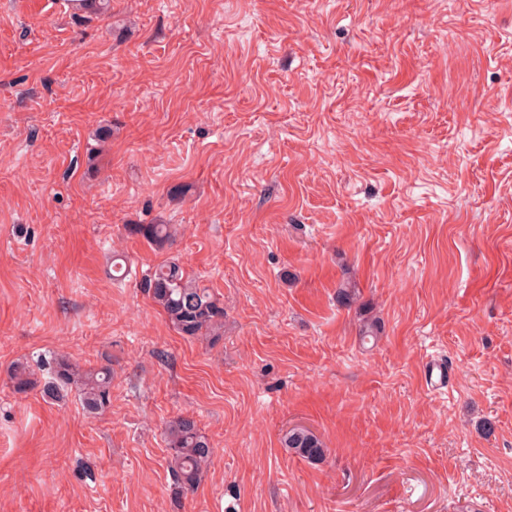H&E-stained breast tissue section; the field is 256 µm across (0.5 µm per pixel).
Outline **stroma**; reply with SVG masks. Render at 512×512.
I'll return each instance as SVG.
<instances>
[{"instance_id": "obj_1", "label": "stroma", "mask_w": 512, "mask_h": 512, "mask_svg": "<svg viewBox=\"0 0 512 512\" xmlns=\"http://www.w3.org/2000/svg\"><path fill=\"white\" fill-rule=\"evenodd\" d=\"M50 357L108 407L13 390ZM0 512H512V0H0ZM129 232L141 236L148 244L158 248L170 244L173 237L168 224H134L129 228ZM140 286L182 336H219L224 328L223 303L189 279L178 260L157 266ZM49 365V375L42 387L44 397L59 401L62 393L75 386L82 395V404L88 414L102 412L111 401L112 370L101 366L89 372H79L66 358L55 359ZM166 440L172 450L168 468L175 484L184 490L193 489L212 459L209 440L195 420L186 416H178L168 423ZM284 448L310 462H318L325 456V445L321 438L304 427L293 428L283 438Z\"/></svg>"}]
</instances>
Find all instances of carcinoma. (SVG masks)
<instances>
[{
  "label": "carcinoma",
  "instance_id": "carcinoma-1",
  "mask_svg": "<svg viewBox=\"0 0 512 512\" xmlns=\"http://www.w3.org/2000/svg\"><path fill=\"white\" fill-rule=\"evenodd\" d=\"M129 232L141 236L150 245L163 248L171 243L168 224H135ZM140 288L158 305L174 329L194 338L202 334L218 336L224 328V304L209 291L189 279L177 260L165 261L146 276ZM14 390L23 392L36 384L29 365H16L10 376ZM76 387L82 395L85 411L91 415L102 412L111 401L112 370L102 366L89 372H79L66 358H58L49 366L47 381L42 387L44 397L58 401L62 393ZM167 445L172 453L168 468L175 484L190 490L199 482L211 462L213 448L197 427L194 419L178 416L166 428ZM284 447L310 462L325 456L321 438L304 427L293 428L283 438Z\"/></svg>",
  "mask_w": 512,
  "mask_h": 512
}]
</instances>
